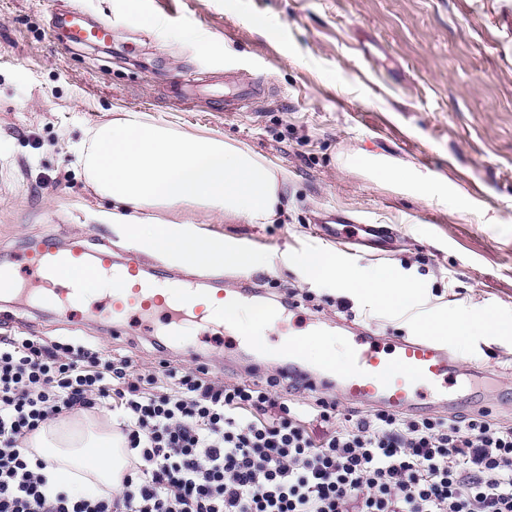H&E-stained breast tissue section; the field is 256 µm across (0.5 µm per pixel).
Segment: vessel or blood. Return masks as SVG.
I'll list each match as a JSON object with an SVG mask.
<instances>
[{
  "label": "vessel or blood",
  "mask_w": 512,
  "mask_h": 512,
  "mask_svg": "<svg viewBox=\"0 0 512 512\" xmlns=\"http://www.w3.org/2000/svg\"><path fill=\"white\" fill-rule=\"evenodd\" d=\"M73 42H103L111 36V26L102 22L86 27L80 15L67 21ZM24 263L39 290L35 302L70 316L88 297V282L102 283L103 303L109 314L140 317L163 309L175 317L190 316L200 328H208L200 297L191 288L181 289L169 304H162L154 294L153 283L140 279V265L133 262L121 272L112 267V250L103 248L93 258L84 250L63 251L50 241L23 256ZM305 335H290L283 346L292 359L287 377L298 379L313 388L336 390L347 402H357L394 412L417 408L428 397H442L448 381L456 376L457 366L448 350L435 337L384 341L372 329L348 337L346 358L336 363L323 359L322 372L310 376L296 367L302 356Z\"/></svg>",
  "instance_id": "vessel-or-blood-1"
}]
</instances>
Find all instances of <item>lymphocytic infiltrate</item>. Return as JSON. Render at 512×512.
Wrapping results in <instances>:
<instances>
[{"mask_svg": "<svg viewBox=\"0 0 512 512\" xmlns=\"http://www.w3.org/2000/svg\"><path fill=\"white\" fill-rule=\"evenodd\" d=\"M299 391L0 336V512H512L511 422L346 413ZM76 411L116 417L132 454L121 494L45 493L25 443Z\"/></svg>", "mask_w": 512, "mask_h": 512, "instance_id": "1", "label": "lymphocytic infiltrate"}]
</instances>
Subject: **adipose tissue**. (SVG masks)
Returning <instances> with one entry per match:
<instances>
[{
	"label": "adipose tissue",
	"instance_id": "adipose-tissue-1",
	"mask_svg": "<svg viewBox=\"0 0 512 512\" xmlns=\"http://www.w3.org/2000/svg\"><path fill=\"white\" fill-rule=\"evenodd\" d=\"M84 167L94 190L111 197L116 224H127L146 250L164 247L169 257L188 267H230L248 272L263 265V256L235 244L203 234L191 224L149 223L147 211L192 204L230 219L270 224L282 208L286 178L264 159L224 140L200 139L129 113L97 127ZM306 275L319 282L335 281L369 296L376 306L395 309L414 293L391 268L368 274L348 269L318 253L301 259ZM490 336L505 328L494 315L472 320L462 314L444 313L424 321L428 336L473 331ZM34 454L47 459L43 471L45 491H79L99 495L119 490L128 465L121 438L112 424L82 416L68 423L47 424L26 442ZM96 453L98 463L87 460Z\"/></svg>",
	"mask_w": 512,
	"mask_h": 512
}]
</instances>
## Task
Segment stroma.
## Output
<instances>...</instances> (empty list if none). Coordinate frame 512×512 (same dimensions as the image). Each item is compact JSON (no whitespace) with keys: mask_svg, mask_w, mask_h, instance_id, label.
<instances>
[{"mask_svg":"<svg viewBox=\"0 0 512 512\" xmlns=\"http://www.w3.org/2000/svg\"><path fill=\"white\" fill-rule=\"evenodd\" d=\"M0 0V265L45 240L88 251L110 244L116 264L138 260L147 277L210 294L243 273L191 269L139 248L112 223V201L90 186L80 157L99 125L135 112L198 137L246 148L284 172L279 221L251 224L178 205L155 210L268 259L254 270L259 307L288 293L297 325L343 338L376 327L418 335L444 310L512 324V0ZM109 22L106 45L69 41L61 19ZM250 107L229 111L243 86ZM400 170L381 177L379 165ZM383 224L367 246L327 228ZM320 252L351 268L395 267L417 290L419 316L403 320L363 295L307 279L300 259ZM78 338L162 375L208 362L221 382L254 366L279 374L285 332L234 350L235 334L193 341L158 321L153 335L84 311L72 318L35 302L0 298V336ZM476 392L454 408L512 419V333L443 338Z\"/></svg>","mask_w":512,"mask_h":512,"instance_id":"stroma-1","label":"stroma"}]
</instances>
